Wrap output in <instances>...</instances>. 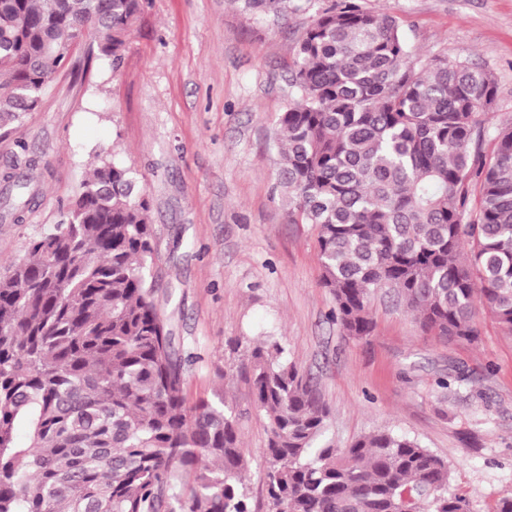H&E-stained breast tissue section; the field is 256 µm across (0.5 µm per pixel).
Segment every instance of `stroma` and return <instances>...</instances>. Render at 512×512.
I'll list each match as a JSON object with an SVG mask.
<instances>
[{
	"label": "stroma",
	"instance_id": "stroma-1",
	"mask_svg": "<svg viewBox=\"0 0 512 512\" xmlns=\"http://www.w3.org/2000/svg\"><path fill=\"white\" fill-rule=\"evenodd\" d=\"M328 2L257 20L240 0H143L120 65L77 46L37 111L0 137V171L36 160L38 192L22 221L0 211V272L67 221L100 160L129 168L150 208L157 307L187 359L186 403L233 408L254 512H267V428L239 368L272 338L317 387L318 446L342 450L380 429L408 436L447 461L448 490L471 512H494L512 494V335L483 308L475 340H440L379 292L372 333L345 336L318 232L288 221L278 118L294 99L297 41ZM358 2L397 16L414 57L490 71L489 121L512 123V0Z\"/></svg>",
	"mask_w": 512,
	"mask_h": 512
}]
</instances>
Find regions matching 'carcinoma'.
<instances>
[{
	"label": "carcinoma",
	"mask_w": 512,
	"mask_h": 512,
	"mask_svg": "<svg viewBox=\"0 0 512 512\" xmlns=\"http://www.w3.org/2000/svg\"><path fill=\"white\" fill-rule=\"evenodd\" d=\"M240 2L275 17L298 8ZM141 5L0 0V130L38 108L80 42L119 65ZM290 84L299 100L278 121L280 181L290 223L318 229L346 335H370L384 288L439 339H474L481 307L512 334V124L486 125L493 75L415 62L396 16L333 0L301 34ZM32 180L0 174L13 210ZM153 239L134 173L103 160L69 221L0 276V512H252L233 411L186 406L150 280ZM249 363L269 432L268 512H469L448 494V463L413 439L378 431L341 453L314 447L326 414L280 343Z\"/></svg>",
	"instance_id": "cac0c4a2"
}]
</instances>
